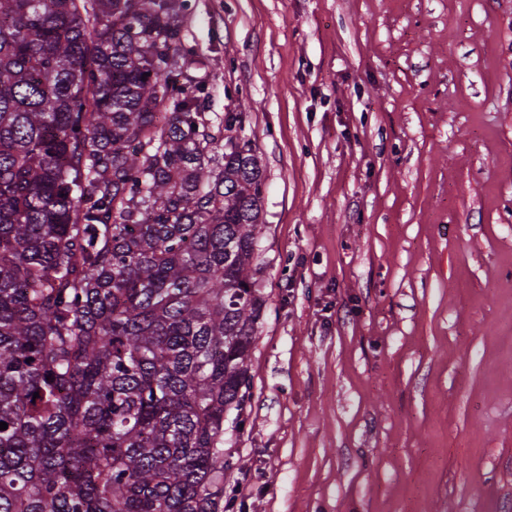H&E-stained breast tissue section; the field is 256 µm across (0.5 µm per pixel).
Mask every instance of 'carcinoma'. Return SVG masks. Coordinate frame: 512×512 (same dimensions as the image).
Returning a JSON list of instances; mask_svg holds the SVG:
<instances>
[{"label":"carcinoma","instance_id":"1","mask_svg":"<svg viewBox=\"0 0 512 512\" xmlns=\"http://www.w3.org/2000/svg\"><path fill=\"white\" fill-rule=\"evenodd\" d=\"M192 8L0 0V512H224L263 169Z\"/></svg>","mask_w":512,"mask_h":512}]
</instances>
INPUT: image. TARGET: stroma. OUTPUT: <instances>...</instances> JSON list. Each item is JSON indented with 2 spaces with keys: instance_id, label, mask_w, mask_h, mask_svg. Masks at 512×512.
<instances>
[{
  "instance_id": "stroma-1",
  "label": "stroma",
  "mask_w": 512,
  "mask_h": 512,
  "mask_svg": "<svg viewBox=\"0 0 512 512\" xmlns=\"http://www.w3.org/2000/svg\"><path fill=\"white\" fill-rule=\"evenodd\" d=\"M264 169L224 495L512 512V0H191Z\"/></svg>"
}]
</instances>
